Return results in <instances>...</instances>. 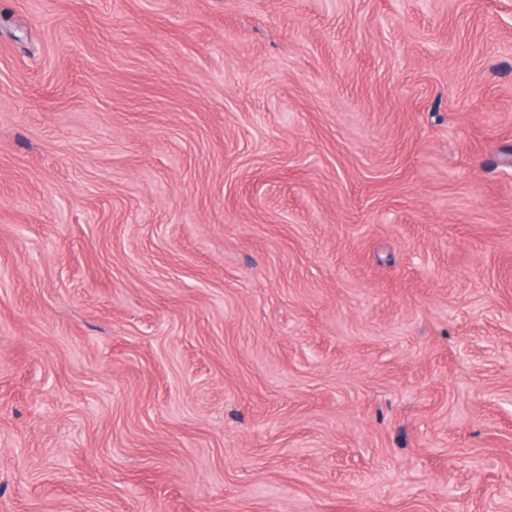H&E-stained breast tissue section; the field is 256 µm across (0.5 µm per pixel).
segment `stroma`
<instances>
[{
	"label": "stroma",
	"instance_id": "obj_1",
	"mask_svg": "<svg viewBox=\"0 0 512 512\" xmlns=\"http://www.w3.org/2000/svg\"><path fill=\"white\" fill-rule=\"evenodd\" d=\"M512 0H0V512H512Z\"/></svg>",
	"mask_w": 512,
	"mask_h": 512
}]
</instances>
